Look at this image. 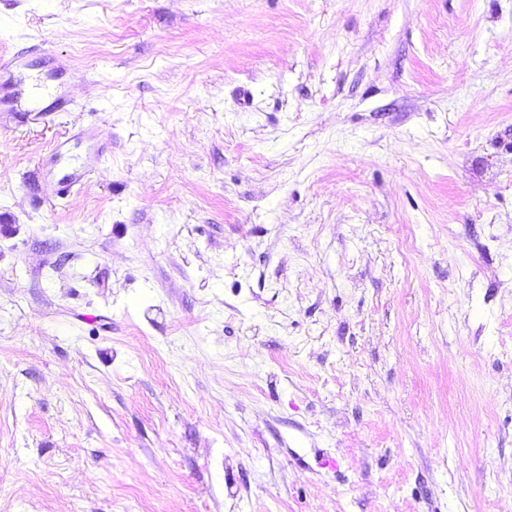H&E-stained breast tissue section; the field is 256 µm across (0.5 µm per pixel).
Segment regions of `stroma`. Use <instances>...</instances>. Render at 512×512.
Here are the masks:
<instances>
[{
	"label": "stroma",
	"instance_id": "stroma-1",
	"mask_svg": "<svg viewBox=\"0 0 512 512\" xmlns=\"http://www.w3.org/2000/svg\"><path fill=\"white\" fill-rule=\"evenodd\" d=\"M19 51L74 109L0 115V512H512V0H0ZM94 157H87L84 162L72 164L68 171L56 177L52 196L65 198L78 188L94 171Z\"/></svg>",
	"mask_w": 512,
	"mask_h": 512
}]
</instances>
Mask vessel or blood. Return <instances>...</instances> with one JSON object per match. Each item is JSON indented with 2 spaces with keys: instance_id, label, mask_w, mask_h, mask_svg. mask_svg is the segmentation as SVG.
<instances>
[{
  "instance_id": "1",
  "label": "vessel or blood",
  "mask_w": 512,
  "mask_h": 512,
  "mask_svg": "<svg viewBox=\"0 0 512 512\" xmlns=\"http://www.w3.org/2000/svg\"><path fill=\"white\" fill-rule=\"evenodd\" d=\"M29 62L24 53L10 56L0 55V112L50 113L65 112L70 106L68 86L62 80L65 65L53 62L42 80L25 84L22 76ZM93 158L71 165L67 172L54 182L53 195L57 198L69 196L93 172Z\"/></svg>"
}]
</instances>
